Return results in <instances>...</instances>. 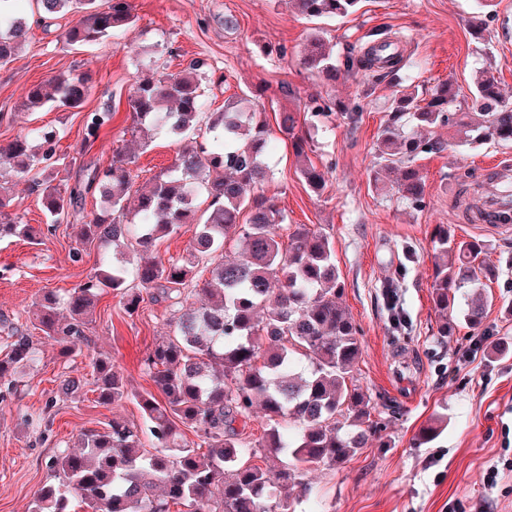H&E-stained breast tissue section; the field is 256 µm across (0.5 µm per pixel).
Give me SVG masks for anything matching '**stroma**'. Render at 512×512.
<instances>
[{"label":"stroma","mask_w":512,"mask_h":512,"mask_svg":"<svg viewBox=\"0 0 512 512\" xmlns=\"http://www.w3.org/2000/svg\"><path fill=\"white\" fill-rule=\"evenodd\" d=\"M133 5L135 27L97 45H65L64 16L32 25L14 61L0 68V143L32 128L65 129L58 152L66 157L63 176L71 182L87 180L110 164L114 150H123L132 159L133 190L127 195L132 202L182 147L163 132L146 148L132 135L126 99L136 77L176 73L201 60L208 111H219L229 97L260 90L267 122L287 110L302 129L308 126L311 98L357 99L356 127L341 124L318 132L306 158H297L279 132L271 134L274 179L265 193L274 196L288 224L323 231L333 242L344 283L341 302L361 333L363 352L353 374L371 398V419L379 427L367 447L345 463L310 474L313 493L298 512H512V314L504 309L512 302V229L471 223L466 212L487 189L486 166L512 169V146L460 149L449 144L447 128H435L448 147L418 159L425 205L414 209L370 182L373 145L387 119L392 84L367 85L358 75L327 82L300 63L315 31H324L340 52L363 43L369 31L386 28L404 36L402 74L420 97L449 83L457 105L466 106L475 71L488 67L512 100V0H494L493 10L483 15L475 0H363L356 14L323 21L296 15L287 0H133ZM477 16L485 24L481 43L470 34ZM61 73L89 75L82 106L24 111L23 88ZM104 110L112 113L110 123L95 140L84 141L85 113ZM306 162L328 168L322 191H311L302 178ZM464 169L473 173L465 182L458 178ZM100 205L99 195H86L43 245L0 239V318L11 320L40 350L24 376V390L0 400V512H31L40 489L54 480L48 459L74 444L82 430L104 428L115 417L142 421L133 399L103 405L89 389L76 399L61 397L59 384L70 369L91 375L90 354L65 362L55 343L28 320L32 302L44 291L67 293L98 268V250L79 263L70 261L69 251L76 225L90 221ZM439 224L457 238L482 244L495 270L481 281L480 290L492 303L479 328L464 323V298H457L447 319L434 310L431 235ZM391 283L399 287L403 309L398 327L381 297ZM169 318L165 303L149 299L138 315L128 316L119 296L106 288L86 334L92 352L109 356L130 387L149 390L153 383L144 359L168 336ZM500 343L508 344L507 353L493 354ZM49 400L55 403L50 428L27 424ZM439 413L447 416V428L434 442L417 445L420 427Z\"/></svg>","instance_id":"35a3bbf8"}]
</instances>
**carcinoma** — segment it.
Returning a JSON list of instances; mask_svg holds the SVG:
<instances>
[{
  "label": "carcinoma",
  "mask_w": 512,
  "mask_h": 512,
  "mask_svg": "<svg viewBox=\"0 0 512 512\" xmlns=\"http://www.w3.org/2000/svg\"><path fill=\"white\" fill-rule=\"evenodd\" d=\"M13 2L0 0V67L13 62L28 37L29 27ZM35 2L38 23L58 14L74 16L62 33L73 46L98 44L137 21L131 0ZM291 2L297 14L310 19L344 18L361 4ZM398 47L399 40L386 35L363 50L349 46L339 63L324 36L315 32L301 64L331 82L381 69L399 86L404 64ZM203 67L197 61L180 73L142 77L128 94L132 132L143 146L159 129L185 141L172 166L139 193L134 223L124 204L132 183V160L124 153H113L112 162L95 171L91 181L69 185L58 178L65 165L56 150L60 129H33L0 144V158L16 175L34 169L44 173L36 188L46 218L44 231L21 223L8 211L13 198L0 183V238L21 235L33 245L44 244L93 190L103 207L88 223L75 225L71 261H82L91 248H115L136 235L137 257L106 258L68 295L47 291L31 304V324L58 346L61 357H75L89 347L85 329L104 287L120 295L130 317L139 313L143 293L152 289L171 311L172 335L144 359L156 391H133L111 360H92L99 401L111 405L135 399L143 424L114 417L102 429L84 430L79 451L57 450L49 468L58 483L41 490L32 512H70L69 499L76 497L92 512H171L174 505L184 512H297L308 492V475L319 467L336 468L376 433L370 397L353 380L362 354L360 330L340 303L344 284L332 240L297 224L288 234V250L282 249L286 216L275 197L263 192L273 173L267 163L270 128L256 109L262 94L230 97L222 111L206 112ZM87 92V77L60 74L26 88L23 106L28 112L49 104L77 108ZM455 100L447 84L425 103L413 91H396L373 147L375 189L393 190L406 203L423 207L424 180L415 161L447 147L431 136L436 127L454 129L460 146L512 145V103L490 71L476 72L471 111L454 108ZM308 112L313 128L336 117L353 126L359 105L314 98ZM111 118L109 111L89 113L85 138L96 137ZM276 123L296 156H306L309 138L296 132L293 113H278ZM301 174L311 190L323 189L327 171L306 165ZM201 192L209 199L202 212L196 204ZM244 210L249 218L241 224ZM183 224L193 228L186 254L167 261L153 255L154 241ZM433 249V304L446 321L460 290L476 285L487 269L481 244L456 241L444 224L433 236ZM202 266L209 273L204 280ZM193 293L205 302L185 306ZM486 305L482 296L471 300L464 310L466 324L479 328ZM7 335L12 341L0 354V384L10 392L36 362L38 348L16 327H7ZM86 385L84 376L70 375L60 390L72 397ZM257 406L266 428L263 438L253 442L246 426ZM445 423L444 416L436 415L416 439L434 441ZM187 429L198 441L186 439ZM147 438L151 451L144 448ZM256 456L263 464L252 462Z\"/></svg>",
  "instance_id": "carcinoma-1"
}]
</instances>
